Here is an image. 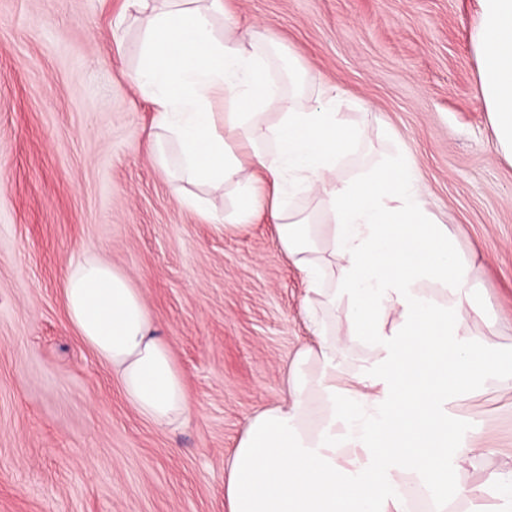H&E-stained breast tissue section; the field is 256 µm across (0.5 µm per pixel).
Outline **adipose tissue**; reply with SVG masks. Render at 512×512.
<instances>
[{"label": "adipose tissue", "instance_id": "1", "mask_svg": "<svg viewBox=\"0 0 512 512\" xmlns=\"http://www.w3.org/2000/svg\"><path fill=\"white\" fill-rule=\"evenodd\" d=\"M133 2L146 20L133 80L155 112L154 162L207 223L239 228L266 215L306 286L314 340L295 352L281 400L247 419L224 484L228 512H411V483L436 512L489 491L512 505V468L470 483L452 474L481 450L457 442L448 407L490 383L511 393L512 351H493L475 329L477 268L429 211L414 158L398 149L337 182L340 161L366 136L344 119L340 95L313 104L291 95L224 0ZM472 43L480 102L512 161V0H479ZM216 92L229 107L220 118ZM213 193L229 196L230 211L213 208ZM300 196L320 198L327 223L298 217ZM63 293L71 328L140 417L160 430L190 417L170 343L124 272L83 252ZM351 345L367 355L347 374L340 359Z\"/></svg>", "mask_w": 512, "mask_h": 512}]
</instances>
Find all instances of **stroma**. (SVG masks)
I'll use <instances>...</instances> for the list:
<instances>
[{
	"mask_svg": "<svg viewBox=\"0 0 512 512\" xmlns=\"http://www.w3.org/2000/svg\"><path fill=\"white\" fill-rule=\"evenodd\" d=\"M270 41L304 99L339 91L367 139L337 169L416 159L437 220L478 274L472 299L512 349V163L479 102L477 0H224ZM125 0H0V512H227L246 419L275 404L310 342L304 285L272 224L224 230L153 163L154 114L132 80L144 25ZM87 249L140 288L193 411L160 431L69 327L64 276ZM512 466V394L452 405Z\"/></svg>",
	"mask_w": 512,
	"mask_h": 512,
	"instance_id": "stroma-1",
	"label": "stroma"
}]
</instances>
